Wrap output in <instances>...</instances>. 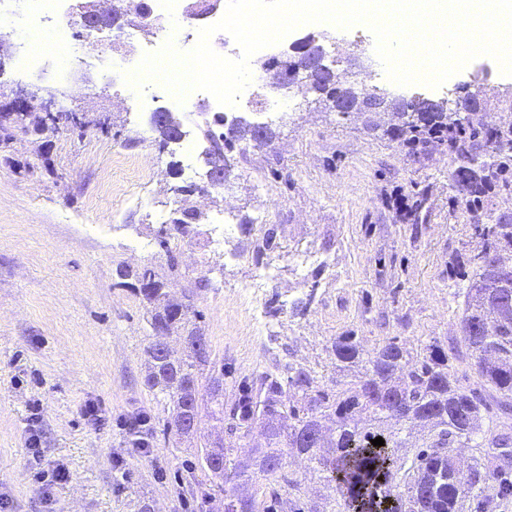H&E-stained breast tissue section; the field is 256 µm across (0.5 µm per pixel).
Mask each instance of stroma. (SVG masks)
I'll return each instance as SVG.
<instances>
[{
    "instance_id": "1",
    "label": "stroma",
    "mask_w": 512,
    "mask_h": 512,
    "mask_svg": "<svg viewBox=\"0 0 512 512\" xmlns=\"http://www.w3.org/2000/svg\"><path fill=\"white\" fill-rule=\"evenodd\" d=\"M321 46L337 69L354 71L365 92L434 100L463 95L480 81L512 86L487 55L439 87L387 84L375 38L352 39L325 24ZM365 67L355 70L354 55ZM66 110L104 121L100 130L42 134L20 125L0 145V494L5 512H46L27 450L30 416L39 412L41 467L64 465L69 481L53 489L57 512H221L225 493L195 465L194 446L214 431L202 420L195 441L163 433L167 409L142 381L152 334L149 307L119 269L151 267L175 297L192 295L212 355L224 362V403L268 369L316 371L343 380L328 347L355 336L371 349L397 340L408 351L458 339L465 267L478 239L469 213L448 189L450 158L435 145L411 156L368 130L358 117L303 106L292 90L286 120L246 112L269 124L270 144L249 150L219 193L181 198L175 187L203 184L202 115L183 113L196 151L162 146L151 123L155 102L105 83L96 68L69 76ZM406 197L416 220L399 221ZM188 204L206 217L196 234L174 238L170 270L157 232ZM250 218L244 230L241 218ZM276 237L262 262L252 249L268 228ZM276 277L252 286L259 265ZM207 287H198V280ZM95 402L106 420L84 418ZM145 415L157 428L150 459L126 454L125 420Z\"/></svg>"
}]
</instances>
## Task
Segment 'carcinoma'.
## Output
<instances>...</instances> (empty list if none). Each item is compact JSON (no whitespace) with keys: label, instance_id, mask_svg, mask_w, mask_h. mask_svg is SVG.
Wrapping results in <instances>:
<instances>
[{"label":"carcinoma","instance_id":"1","mask_svg":"<svg viewBox=\"0 0 512 512\" xmlns=\"http://www.w3.org/2000/svg\"><path fill=\"white\" fill-rule=\"evenodd\" d=\"M262 66L288 74L291 84L306 87L315 95L314 102L327 112H336L342 101L361 96L345 72L330 68L314 77L284 56L265 59ZM377 95L380 104L367 113L366 127L383 131L413 153L434 139L446 145L454 165L448 176L449 188L468 212H484L481 194L486 191H512V117L487 128L465 119L474 108L471 90L455 100L442 101L391 98L382 91ZM17 124L30 125L39 132L61 125L86 131L92 121L82 113L51 112L32 105L24 112L12 106L0 111V131ZM182 126L180 117L167 112L156 130L165 140ZM205 132L213 145L206 164L226 176L231 173L234 156H244L251 146H263L247 122H237L229 136L224 132V120L216 118ZM477 138L488 144L486 157L480 161L469 151ZM204 221L203 213L190 207L172 210L158 239L170 268H175L170 239L191 235ZM476 230L481 245L473 258L476 270L465 295L461 340L448 348L426 344L422 355L415 357L394 341L365 351L355 337L339 336L329 347L336 369L358 368L355 380L345 388L328 387L305 368L286 377L267 370L242 389L226 412L224 395L212 387L214 380L224 378V364L211 360L209 348L168 359L158 349L157 339L149 342L144 385L169 410L167 427L181 434L180 424L199 420L205 411L216 420H228L232 437L245 438L256 425L264 430L265 446L244 460L231 459L217 449L215 441L197 451L201 469L207 470L209 461H217L230 472L231 480L249 482L260 476L271 488L270 500L253 495L240 504L230 498L224 512H273L276 486L285 482L289 490L299 491V481L281 473L289 456L307 458L313 470L335 483L336 492L349 504L364 505L375 496L386 500L404 495L408 512H463L465 501L472 499L481 505L492 490L501 499L512 495L508 478L512 460H506L501 452L512 448V435L482 434L489 403L479 392L461 389L449 365L460 357L472 360L484 384L497 393V408L512 412V307L498 304L503 298L512 300V272L490 264L512 249V221L491 218L476 223ZM121 277L131 280V287L142 285L138 293L151 307V330L176 332L191 341L205 339L191 321V304L171 298L153 269L124 270ZM418 424L429 428V434L419 444L421 450L408 468L401 492L385 466V448L406 447L407 439L399 434L405 426ZM378 437L384 445H372ZM461 443H471L479 450L463 486L457 483L451 455V448Z\"/></svg>","mask_w":512,"mask_h":512}]
</instances>
